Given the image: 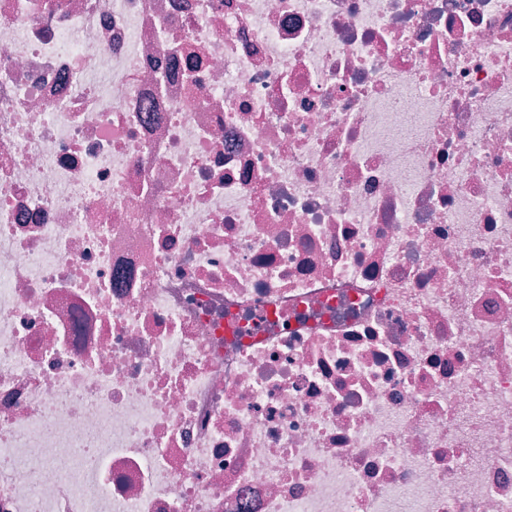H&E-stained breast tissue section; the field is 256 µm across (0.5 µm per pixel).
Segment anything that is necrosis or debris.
Returning a JSON list of instances; mask_svg holds the SVG:
<instances>
[{"label":"necrosis or debris","mask_w":512,"mask_h":512,"mask_svg":"<svg viewBox=\"0 0 512 512\" xmlns=\"http://www.w3.org/2000/svg\"><path fill=\"white\" fill-rule=\"evenodd\" d=\"M0 512H512V0H0Z\"/></svg>","instance_id":"1"}]
</instances>
